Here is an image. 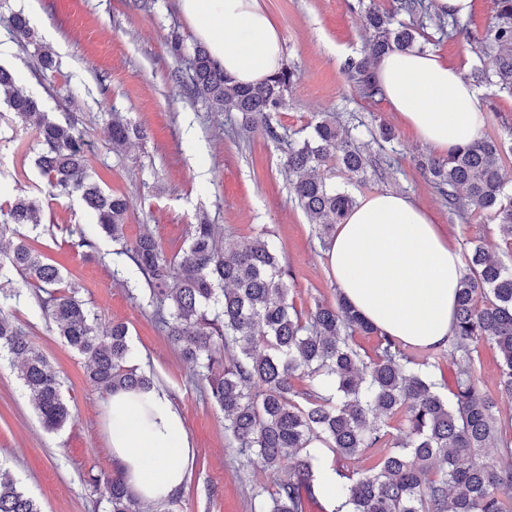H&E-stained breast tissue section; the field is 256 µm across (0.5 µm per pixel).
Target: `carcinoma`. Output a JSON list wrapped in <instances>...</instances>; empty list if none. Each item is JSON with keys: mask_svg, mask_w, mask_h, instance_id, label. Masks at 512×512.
Masks as SVG:
<instances>
[{"mask_svg": "<svg viewBox=\"0 0 512 512\" xmlns=\"http://www.w3.org/2000/svg\"><path fill=\"white\" fill-rule=\"evenodd\" d=\"M493 22L475 39L484 65L472 72L477 84L512 97V0H491ZM371 38L364 55L346 61L345 71L364 98L381 95L372 63L390 52L423 51L419 30L432 23L440 37L464 30L460 19L432 13V0H395L386 12L365 15ZM4 22L20 44L33 31L21 12ZM193 74L183 86L189 98H203L242 123L259 127L279 141L276 114L296 74L289 67L256 85H237L201 47L190 58ZM14 115L35 129L40 148L36 164L49 187L61 197L78 195L102 232L120 245L141 275L138 293L182 355L207 383L208 396L224 411V428L237 454L257 457L276 473L271 484L252 486V512H307L319 503L315 480L321 460L314 441L336 459H362L356 470L333 468L340 480L341 505L333 512H512V436L497 428L495 399L478 386L474 352L483 341L500 354L499 393L512 398V268L494 259L480 244L466 257L459 281L456 323L450 355L461 363L452 385L438 378L443 353L419 359L401 343L363 318L343 297L299 311L290 298L289 271L265 238L233 243L214 224L191 225L188 245L169 253L146 230L126 239V201L106 190L89 172L83 131L73 118L54 119L38 98L18 85L0 65V97ZM112 150L123 151L141 131L112 113L108 124ZM512 146L479 137L441 158H421L418 168L438 188L448 210L460 216L486 211L503 235L512 239V193L502 175L503 157ZM336 159L352 175L363 177L368 160L358 127L326 115L301 144H288L291 189L318 237L331 238L335 225L355 207L346 191L315 175ZM42 208L36 195H16L0 206V240L16 239L0 252V280L18 273L38 289V306L56 334L86 361L89 382L106 392L149 390L153 379L130 361L129 328L102 326L79 288L45 261L20 228L35 232ZM20 296L0 288V353L18 361V378L43 425L60 430L71 421L55 368L26 332L4 311ZM358 334L375 335L374 355H362ZM404 417L391 432L390 421ZM495 452L478 458L479 452ZM288 473L279 476L282 460ZM87 484L106 503L105 512H143L141 501L118 476L88 475ZM0 512H41L7 470L0 469Z\"/></svg>", "mask_w": 512, "mask_h": 512, "instance_id": "cac0c4a2", "label": "carcinoma"}]
</instances>
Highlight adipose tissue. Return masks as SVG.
Here are the masks:
<instances>
[{"label": "adipose tissue", "mask_w": 512, "mask_h": 512, "mask_svg": "<svg viewBox=\"0 0 512 512\" xmlns=\"http://www.w3.org/2000/svg\"><path fill=\"white\" fill-rule=\"evenodd\" d=\"M211 57L235 83L257 84L283 64L280 33L259 0H177ZM374 75L391 111L434 151L473 142L485 122L460 67L434 52H393ZM328 259L341 294L382 333L428 350L453 335L463 264L429 213L393 191L364 198L337 225ZM111 461L132 492L157 503L182 487L193 450L161 390L106 398Z\"/></svg>", "instance_id": "ef3b65f1"}]
</instances>
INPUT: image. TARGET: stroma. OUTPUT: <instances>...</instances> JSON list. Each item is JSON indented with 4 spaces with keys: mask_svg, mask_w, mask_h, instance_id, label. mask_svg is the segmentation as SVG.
<instances>
[{
    "mask_svg": "<svg viewBox=\"0 0 512 512\" xmlns=\"http://www.w3.org/2000/svg\"><path fill=\"white\" fill-rule=\"evenodd\" d=\"M259 3L280 31L284 65L297 74L287 105L277 116V141L259 129L242 131L236 114L217 111L202 99L183 98L180 83L190 75V62L175 60L168 44L176 35L190 50L198 39L175 0H155L148 12L133 8L132 0H10L12 9L28 15L40 12L42 20L34 25L33 43L25 47L0 24V65L17 74L45 111L78 118L99 182L129 202L128 239L148 229L175 252L187 240L190 226L204 216L218 224L226 239L263 236L284 257L299 310L335 302L338 292L326 249L291 191L285 166L288 141L307 137L316 116L326 112L364 125L361 140L376 166L358 182L338 163L329 162L326 173L332 183L358 199L383 190L401 193L428 209L460 251L481 240L495 259L512 266V241L499 233L490 215H449L441 194L416 166L418 157L432 156V149L385 100L360 97L344 70L348 58L360 56L369 36L365 10L388 9L392 0ZM491 15V0H473L466 32L436 45V52L473 68L479 59L472 38L484 31ZM42 46L54 51V70L41 67ZM477 91L488 110L481 136L512 137V98L485 85ZM111 112L147 132L118 155L106 129ZM382 123L393 129L395 138L377 144L371 133ZM16 139L30 143L34 133L15 122L1 102L0 183L10 194L37 195L43 202L34 248L80 285L81 297L103 323L128 325L136 364L168 394L184 420L194 457L174 512H251V487L270 482L269 473L230 448L223 411L168 341L151 307L134 295L135 268L101 232L80 198L50 196L34 160H26L23 176H15ZM82 238L89 240V247L76 248ZM11 286L21 292L11 304L12 318L58 370L73 419L61 430H46L10 357L0 355V464L42 512H104L86 479L92 472H112L106 393L87 380L83 357L54 334L32 297V286L17 275ZM499 363L496 347L481 343L476 377L481 389L495 396L499 426L507 434L512 432V400L499 394Z\"/></svg>",
    "mask_w": 512,
    "mask_h": 512,
    "instance_id": "1",
    "label": "stroma"
}]
</instances>
